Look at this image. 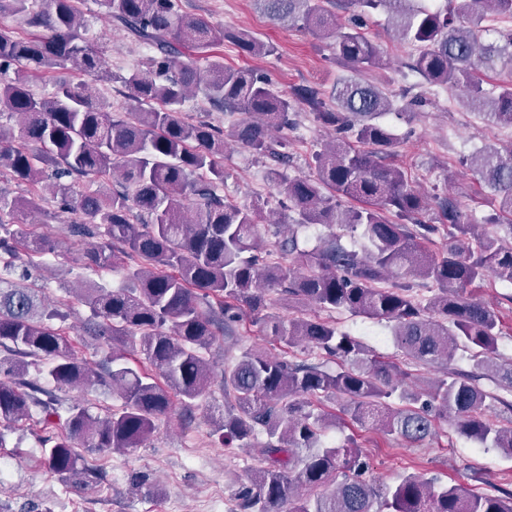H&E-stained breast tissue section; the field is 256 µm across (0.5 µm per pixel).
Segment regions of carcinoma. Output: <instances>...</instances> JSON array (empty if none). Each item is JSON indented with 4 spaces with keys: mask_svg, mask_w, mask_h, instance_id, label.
Listing matches in <instances>:
<instances>
[{
    "mask_svg": "<svg viewBox=\"0 0 512 512\" xmlns=\"http://www.w3.org/2000/svg\"><path fill=\"white\" fill-rule=\"evenodd\" d=\"M106 13L137 42L154 50L119 81L128 112L112 115L95 84L112 78L110 60L85 37L86 24L73 0H0V11L25 18L40 33L23 38L0 32V173L17 181L44 182L59 209L77 216L70 232L97 238L84 253L91 268L126 265L129 286L106 288L85 281L78 299L92 312L86 333L112 348L110 363L95 371L74 354L69 334L54 325L67 314L28 285L30 263L52 249L45 238L9 231L3 215L28 214L40 195L8 200L0 194V447L5 432L37 411L44 425L63 433L44 439L42 463L76 486L98 482L81 450L101 456L141 448L169 413L172 398L189 407L210 383L205 353L249 316L277 342L307 345L337 360L293 362L249 347L224 367V413L214 433L226 448H248L265 436L263 465L236 492L240 512H512V492L472 495L435 478L409 474L379 490L363 475L367 457L351 441L322 444L336 416L320 411L315 398L339 399L350 421L377 427L407 442L436 433L437 417L482 448L512 457V427L485 414L488 402H508L486 390L487 379L512 392V361L497 354L499 322L493 308L473 293L487 276L512 284V245L466 224L451 198L438 202L437 220L448 225V249L430 253L424 241L436 225L419 220L429 199L389 163L398 139L383 122L401 110L395 95L363 77L382 67L379 46L364 32L366 19L386 15L388 26L413 47V69L430 86L463 89L461 105L487 121L512 127V82L498 92L483 87L480 70L496 61L512 64V29L483 38L489 17L512 18V0H448L441 10L421 0H343L346 23L323 0H254L271 21L328 40L351 75L336 82L330 103L312 90L297 94L315 110L317 122L337 138L313 155V177H288L269 169L270 180L297 212V225L341 226L360 232L364 253L336 239L307 250L294 225L279 242L289 264L260 256L258 213L222 195L219 159L233 142L282 162L286 143L274 134L293 123L295 104L266 76L224 65L211 48L228 39L250 56L273 47L248 32L226 31L201 16L180 11L178 0H100ZM69 68L84 75L37 98L36 72ZM202 91L211 105L239 115L227 129L189 122L182 105ZM467 163L494 192L512 234V148H479ZM118 179V188H108ZM429 280L424 298L413 280ZM330 312L384 320L397 347L429 366L451 362L457 349L478 348V374L450 372L424 391L405 384L399 364L379 359L336 323L321 318L269 320L261 316L265 292ZM139 345L146 366H131L118 345ZM40 365L56 387L83 393L95 386L119 392L122 406L94 415L81 401L69 406L24 376ZM398 395L405 406L388 403Z\"/></svg>",
    "mask_w": 512,
    "mask_h": 512,
    "instance_id": "obj_1",
    "label": "carcinoma"
}]
</instances>
